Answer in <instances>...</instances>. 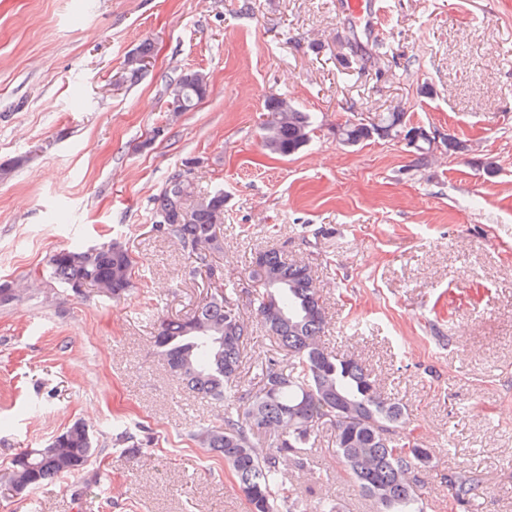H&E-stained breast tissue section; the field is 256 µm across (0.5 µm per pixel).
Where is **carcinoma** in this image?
Segmentation results:
<instances>
[{
	"label": "carcinoma",
	"instance_id": "cac0c4a2",
	"mask_svg": "<svg viewBox=\"0 0 512 512\" xmlns=\"http://www.w3.org/2000/svg\"><path fill=\"white\" fill-rule=\"evenodd\" d=\"M185 72L169 86L185 85L184 110L202 101L209 83ZM267 120L260 128L262 146L290 156L308 145L316 126L313 116L286 98L265 103ZM410 125L401 110L384 112L371 121L350 119L336 125V138L356 146L373 138L394 139ZM188 176L176 174L153 198L155 228L182 250L205 260L224 248V195L201 197L199 206L181 215V192L193 193ZM52 279L79 293L78 286L98 284L105 297L119 300L132 287L134 259L117 239L84 245L75 243L51 255ZM249 276L257 285L253 295L256 317L275 340L277 352L257 362L259 389L242 385L240 368L246 359L251 324L224 291L200 302L184 317L159 321L153 348L168 373L204 400L223 401L224 421L195 438L231 470L250 512H303L302 494L288 481L282 462L294 467L313 465L308 450L320 432L332 431L336 459L375 512H424L413 475L428 467L431 455L404 426L405 410L385 397L375 378L355 357L333 354L321 342L326 325L324 302L313 270L283 258L274 248L253 258ZM265 439L271 451L254 452ZM67 459L48 451L23 466L26 490L50 480L77 476L102 452L87 426L76 421L57 436ZM479 482L472 470L448 475L451 494L469 501Z\"/></svg>",
	"mask_w": 512,
	"mask_h": 512
}]
</instances>
